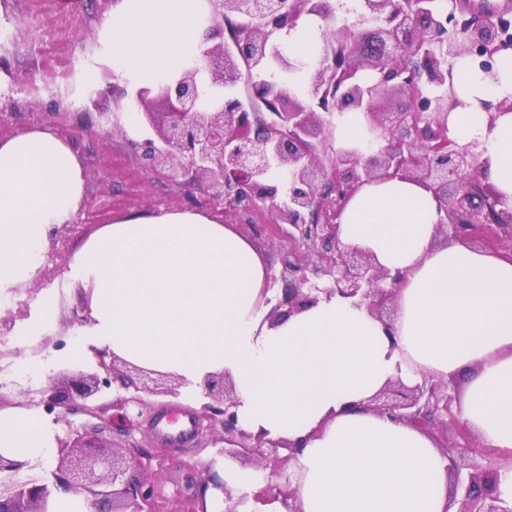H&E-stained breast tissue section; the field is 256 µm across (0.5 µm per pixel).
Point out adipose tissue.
Returning a JSON list of instances; mask_svg holds the SVG:
<instances>
[{"label":"adipose tissue","mask_w":512,"mask_h":512,"mask_svg":"<svg viewBox=\"0 0 512 512\" xmlns=\"http://www.w3.org/2000/svg\"><path fill=\"white\" fill-rule=\"evenodd\" d=\"M203 0H121L103 29L115 73L147 84L198 56ZM495 78L456 59L457 106L448 136L478 143L482 173L512 204V110L489 117L483 102L512 103V50ZM337 148L364 150L363 113L337 115ZM70 143L48 128L0 140V296L36 282L56 227L83 202ZM439 204L420 182L363 185L338 218L342 247L402 272L391 326L334 295L270 320L269 271L234 225L181 210L132 215L96 229L72 255L67 277L87 294L73 359L106 350L171 372L183 396L226 373L238 425L296 446L291 499L263 503L253 473L224 466L239 512H457L444 450L403 422L371 410L388 382L421 374L464 378L460 416L487 448L512 451V259L438 233ZM58 427L28 406L0 409V455L47 462Z\"/></svg>","instance_id":"1"}]
</instances>
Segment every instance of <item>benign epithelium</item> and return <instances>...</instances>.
Segmentation results:
<instances>
[{
    "instance_id": "obj_1",
    "label": "benign epithelium",
    "mask_w": 512,
    "mask_h": 512,
    "mask_svg": "<svg viewBox=\"0 0 512 512\" xmlns=\"http://www.w3.org/2000/svg\"><path fill=\"white\" fill-rule=\"evenodd\" d=\"M205 38L199 62L179 75L131 90L140 106L139 122L155 137L138 144L148 165L166 168L173 178L198 180L209 197L237 210L267 212L275 224L288 225V287L271 311L275 318L314 303L317 293L339 294L366 305L390 325L386 306L404 276L394 275L359 249L340 247L337 219L364 184L386 178L414 179L431 189L444 212L438 231L464 242L481 239L512 251V209L482 182L478 143L459 146L448 138V102L453 100V61L477 55L479 67L493 72L494 55L512 48V20L503 13L474 10L456 0L445 11L437 0H363L359 24L372 30L335 26L336 0H206ZM324 24L319 60L304 83L303 99L284 106L287 86L268 73H289L282 31L296 28L302 16ZM232 38H224V27ZM373 73L369 81L361 79ZM170 111L156 112L153 104ZM365 114L378 147L370 154L318 150L312 139L328 135L335 113ZM317 254L324 288L308 285L306 264L295 249ZM97 372L72 373L43 391L47 410L86 400L116 375L115 363L98 359ZM137 377L124 384L155 393L161 382L133 367ZM207 395L224 408V454L250 458L262 469L281 473L277 449L295 448L279 439L253 437L237 427L235 387L222 374L207 380ZM448 383L422 375L408 386L389 382L372 408L434 434H451L445 448L452 498L458 512H512L501 498V479L512 464L469 436L454 406ZM143 402L136 397L112 401V424L136 426ZM248 439L253 444H238ZM59 461L51 481L17 475L26 462L0 456V512H47L52 490L85 492L94 512H144L153 486L129 475L134 461L114 448L73 431L59 441Z\"/></svg>"
}]
</instances>
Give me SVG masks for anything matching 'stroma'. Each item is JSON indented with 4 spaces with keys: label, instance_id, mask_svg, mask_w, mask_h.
<instances>
[{
    "label": "stroma",
    "instance_id": "1",
    "mask_svg": "<svg viewBox=\"0 0 512 512\" xmlns=\"http://www.w3.org/2000/svg\"><path fill=\"white\" fill-rule=\"evenodd\" d=\"M42 0H0V25L9 27L8 41L0 42V140L30 129L50 127L76 150L85 181L83 205L71 227L51 236L43 254L38 286L0 297V311L20 313L21 323L0 335V394L15 395L39 405L42 392L76 368L92 372L95 362L76 365L70 352L86 320L85 295L65 277L76 247L101 225L136 213L191 209L218 216L238 225L263 252L274 293L285 286L282 260L288 250L285 231L274 230L271 217L262 210L243 224L228 204L213 202L199 182L172 178L169 172L150 169L137 147L145 133L129 129L130 101L122 94V82L112 68V47L102 26L111 19L112 0H53L55 31L44 26ZM60 38L74 60L60 66L43 50ZM114 113L119 126L105 131L104 113ZM52 303L54 317L40 335H28L22 326L32 311ZM168 392L138 394L120 380L90 398L92 406L111 403L118 394L141 396L143 414L137 427L113 426L109 414L94 416L80 405L55 410L60 432L87 430L136 459L134 474L153 484L160 512H204L206 493H221L214 471L224 458L223 431L206 410L210 397H202L190 410L198 420L190 443L170 447L159 440L154 421L181 408L174 390L180 381L168 375Z\"/></svg>",
    "mask_w": 512,
    "mask_h": 512
}]
</instances>
